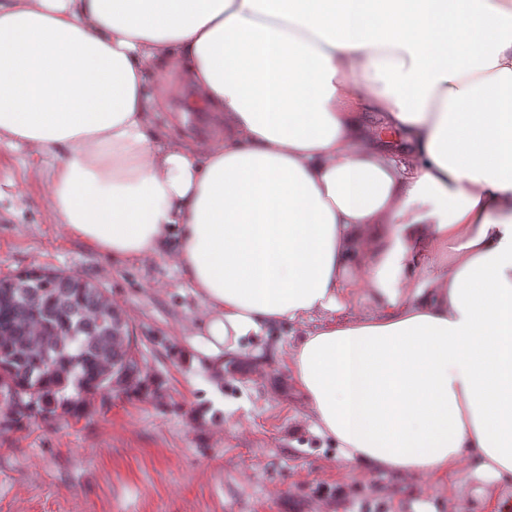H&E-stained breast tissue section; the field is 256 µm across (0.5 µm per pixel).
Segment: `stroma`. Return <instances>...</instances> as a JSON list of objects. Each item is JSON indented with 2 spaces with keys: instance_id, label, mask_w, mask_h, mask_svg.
<instances>
[{
  "instance_id": "1",
  "label": "stroma",
  "mask_w": 512,
  "mask_h": 512,
  "mask_svg": "<svg viewBox=\"0 0 512 512\" xmlns=\"http://www.w3.org/2000/svg\"><path fill=\"white\" fill-rule=\"evenodd\" d=\"M35 157L0 145V278L47 267L105 288L152 379L81 416L12 422L0 400V512H448L428 480L344 463L316 433L280 322L224 354L197 350L201 306L171 254L122 265L59 224Z\"/></svg>"
}]
</instances>
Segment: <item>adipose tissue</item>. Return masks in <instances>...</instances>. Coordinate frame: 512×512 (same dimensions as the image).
<instances>
[{
	"instance_id": "1",
	"label": "adipose tissue",
	"mask_w": 512,
	"mask_h": 512,
	"mask_svg": "<svg viewBox=\"0 0 512 512\" xmlns=\"http://www.w3.org/2000/svg\"><path fill=\"white\" fill-rule=\"evenodd\" d=\"M1 143L113 263L175 242L216 374L300 324L345 462L512 512V0H0ZM475 466V460L471 458H465L460 464L456 487L460 491L461 503L466 510L461 512L484 510L485 491L489 486L475 474Z\"/></svg>"
}]
</instances>
